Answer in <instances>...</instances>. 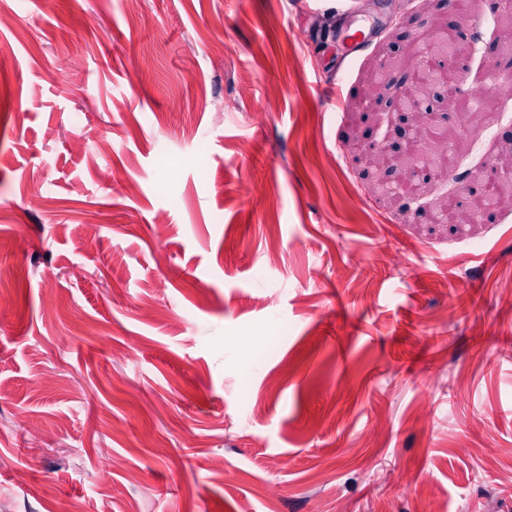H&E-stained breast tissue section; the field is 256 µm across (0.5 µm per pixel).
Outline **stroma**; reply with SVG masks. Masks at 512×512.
Instances as JSON below:
<instances>
[{"instance_id":"stroma-1","label":"stroma","mask_w":512,"mask_h":512,"mask_svg":"<svg viewBox=\"0 0 512 512\" xmlns=\"http://www.w3.org/2000/svg\"><path fill=\"white\" fill-rule=\"evenodd\" d=\"M0 11V512H512V211L432 221L512 155V99L477 87L424 213L364 159L401 157L380 83L433 29L459 88L512 74L501 7Z\"/></svg>"}]
</instances>
